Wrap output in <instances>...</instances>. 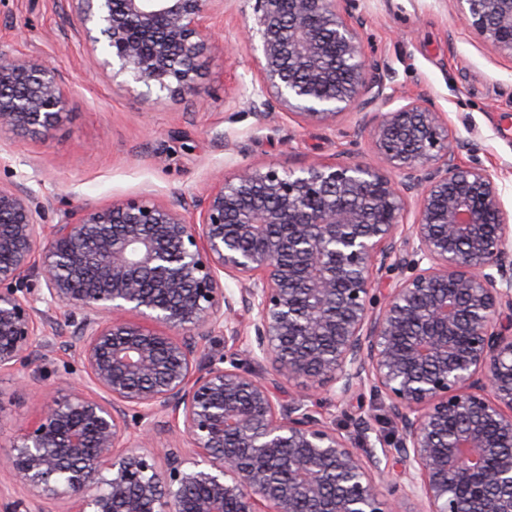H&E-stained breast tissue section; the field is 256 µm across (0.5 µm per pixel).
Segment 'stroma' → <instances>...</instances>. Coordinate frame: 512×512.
Here are the masks:
<instances>
[{"mask_svg":"<svg viewBox=\"0 0 512 512\" xmlns=\"http://www.w3.org/2000/svg\"><path fill=\"white\" fill-rule=\"evenodd\" d=\"M255 0H213L218 34L194 94L143 100L113 80L82 32L71 0H0V54L39 59L69 88L62 121L44 134L0 128V182L30 190L40 221L144 197L193 208L217 177L240 168L300 170L342 159L371 161L354 113L336 126L302 123L283 112H252L240 83L257 82L255 52L239 38L255 26ZM351 13L386 70L389 109L424 93L447 113L460 159L496 175L512 213V59L478 40L452 0H351ZM74 352L47 351L44 373H0V457L50 391L86 381ZM310 407L356 438L360 421L389 435L392 423L371 394L344 405L313 398Z\"/></svg>","mask_w":512,"mask_h":512,"instance_id":"1","label":"stroma"}]
</instances>
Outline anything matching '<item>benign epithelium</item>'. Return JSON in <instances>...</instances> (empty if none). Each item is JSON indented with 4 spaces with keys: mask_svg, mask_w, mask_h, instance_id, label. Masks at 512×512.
Returning a JSON list of instances; mask_svg holds the SVG:
<instances>
[{
    "mask_svg": "<svg viewBox=\"0 0 512 512\" xmlns=\"http://www.w3.org/2000/svg\"><path fill=\"white\" fill-rule=\"evenodd\" d=\"M75 2L112 78L146 100L197 91L212 0ZM349 2L255 0L244 38L260 42V84L241 95L330 127L356 108L384 166L245 167L197 200V219L127 199L49 229L30 191L0 185V373L28 374L61 306L88 378L19 428L7 466L28 495L4 512H52L62 496L69 512H459V494L469 512H512L489 494L512 491V450L496 442L512 444L509 214L426 95L369 111L389 100L386 78ZM453 2L512 58V0ZM67 96L52 67L0 56L1 128L47 132ZM383 270L400 276L380 296ZM242 311L252 365L203 360L216 333L239 342ZM267 364L333 402L369 389L396 431L372 442L365 422L353 446L310 395L280 401ZM163 424L189 452L149 447Z\"/></svg>",
    "mask_w": 512,
    "mask_h": 512,
    "instance_id": "benign-epithelium-1",
    "label": "benign epithelium"
}]
</instances>
